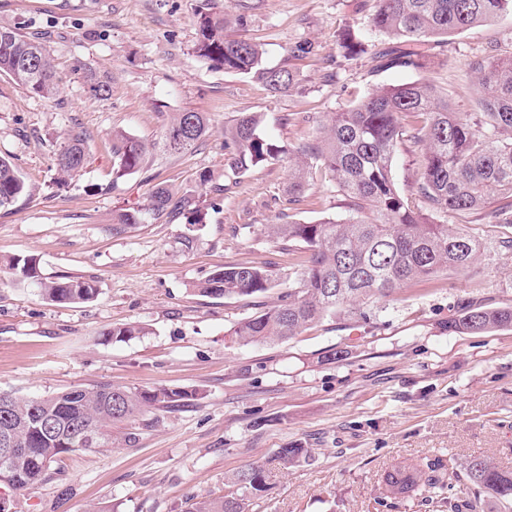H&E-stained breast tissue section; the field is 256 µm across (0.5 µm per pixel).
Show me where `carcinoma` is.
<instances>
[{"instance_id": "1", "label": "carcinoma", "mask_w": 512, "mask_h": 512, "mask_svg": "<svg viewBox=\"0 0 512 512\" xmlns=\"http://www.w3.org/2000/svg\"><path fill=\"white\" fill-rule=\"evenodd\" d=\"M509 13L512 0H378L366 26L408 45L430 44ZM231 24L227 12H200L193 53L214 66L255 79L274 93L295 86L294 73L286 67L267 66L259 46L230 38ZM504 41L508 50L467 64L482 94L480 111L465 122L457 117L447 89L415 80L377 86L359 102L328 113L315 139L290 150L273 142L256 113L242 112L224 126V150L233 174L278 162L286 154L289 201H301L312 169L317 167L332 174L337 191L349 205V215L341 219L267 225L270 235L290 247L304 248L298 287L288 289L278 304L231 327L234 343H283L324 320L354 314L365 319L371 309L408 282L432 279L447 271H470L483 255L512 259V32ZM341 47L350 56L364 51L363 42L349 29L341 35ZM0 71L40 97L49 99L58 91L49 53L16 26L0 24ZM416 115L425 117L424 125L406 128V118ZM208 132L206 115L193 111L175 113L157 146L114 131L113 174L118 179L135 172L156 147L170 155L185 153ZM406 140L422 147L417 199L401 192L393 171L396 149ZM85 161L83 140L68 137L58 154V174L71 177L83 169ZM25 189L15 166L0 158V210L11 207ZM494 192L501 198L488 211L486 204ZM478 210L484 211L488 223L505 228L495 241L486 242L477 228L457 231L436 223L441 215L468 217ZM176 213L199 216L200 201L190 196L176 198L168 188L158 186L147 205L127 208L113 215L112 221L114 230L121 232L148 216L157 220ZM6 267L36 282L41 295L52 302L81 304L97 294L88 280L41 278L32 256L11 258ZM273 283L268 270L241 264L212 273L196 285V291L203 296L251 298L267 292ZM446 327L450 333L467 334L512 328V306L488 308L471 300L458 306ZM197 396L198 390L191 387L138 390L109 386L34 398L11 394L8 416L0 414V426L13 429L23 451L14 461L12 478L6 481L0 476V485L15 493L27 491L46 479L52 463L94 447L111 428L152 410H173ZM42 416L53 419L56 427L39 431ZM80 424L91 427L92 439H81ZM310 457L311 450L300 446L277 452L278 463L285 469ZM465 476L475 490L469 499L458 496V475L451 458L446 463L428 460L393 469L386 475L385 492L397 498L422 488L452 512H476L483 493L512 505V471L479 457L469 461ZM265 486V466L252 463L231 478L224 494L197 499L188 512H249Z\"/></svg>"}]
</instances>
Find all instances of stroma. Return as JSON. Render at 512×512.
<instances>
[{"instance_id":"obj_1","label":"stroma","mask_w":512,"mask_h":512,"mask_svg":"<svg viewBox=\"0 0 512 512\" xmlns=\"http://www.w3.org/2000/svg\"><path fill=\"white\" fill-rule=\"evenodd\" d=\"M241 17L238 38L260 44L264 61L299 79L271 94L192 52L203 7ZM376 0H0V23L39 38L59 76L44 99L0 73V158L28 192L0 211V258L32 256L41 276L93 281L83 304L44 299L35 285L0 271V392L39 397L111 385L194 387L198 399L146 414L99 446L52 463L46 480L15 496L12 512H187L193 496L223 494L229 477L264 463L267 490L253 512H446L415 493L383 495V476L410 461L493 458L512 470V330L451 334L462 298L512 306V261L479 260L473 271L405 284L370 319L340 317L283 344L242 347L238 320L297 285L303 253L267 236L266 225L346 217L330 175L316 173L302 201L288 200L289 169L276 162L234 176L224 126L258 113L281 146L310 139L334 112L378 84L425 80L447 89L462 119L477 109L469 62L512 29V16L428 45L427 68L379 66L402 43L371 33ZM351 29L365 50L339 44ZM310 40L315 55L294 58ZM110 77L94 95L92 78ZM202 112L210 130L188 152L150 156L137 172L112 174V134L159 140L173 113ZM81 135L87 162L57 180L64 138ZM203 195L201 220L178 214L113 230L119 209L145 204L157 185ZM269 269L275 286L246 302L204 297L196 283L229 264ZM146 333L110 340L112 327ZM343 348L328 363L327 350ZM297 444L314 456L285 470L275 456Z\"/></svg>"}]
</instances>
